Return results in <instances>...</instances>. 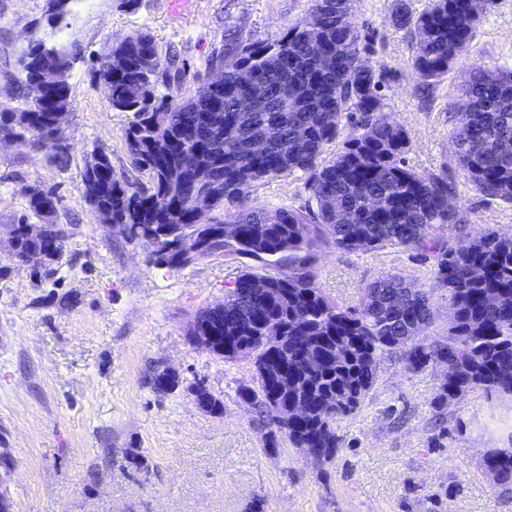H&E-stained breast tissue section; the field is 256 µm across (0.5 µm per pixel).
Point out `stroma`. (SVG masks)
<instances>
[{
  "label": "stroma",
  "mask_w": 512,
  "mask_h": 512,
  "mask_svg": "<svg viewBox=\"0 0 512 512\" xmlns=\"http://www.w3.org/2000/svg\"><path fill=\"white\" fill-rule=\"evenodd\" d=\"M393 0H354V18L372 36L373 64L386 73L384 111L411 138L407 162L447 175L468 231L512 235V204L471 191L453 159L452 104L463 71L478 64L512 70V0H496L469 53L428 96L417 92L414 46L393 26ZM313 0H71L58 44L81 52L69 76L71 102L56 148L0 144V237L33 224L28 190L52 189L61 206L50 218L68 236L54 261L18 262L0 240V499L9 512H512V484L483 468L493 449L512 447V397L466 391L444 407L435 363L411 370L383 359L359 408L339 419L343 446L332 462L302 449L264 445L265 426L239 396L251 358L233 362L195 346L197 313L223 301L247 260L220 256L168 267L150 262L137 242L102 226L84 201L92 151L106 153L116 175L136 186L146 173L129 160L130 115L112 108L96 60L121 39L147 34L174 50L183 70L174 83L192 96L214 73L209 61L229 42L276 43L305 20ZM48 0H0V108L19 104L14 78L30 43L50 31ZM267 209L297 207L300 177L254 187ZM433 260L401 247L315 251L314 271L338 304H357L363 288L389 274L428 282ZM175 370L177 389L162 393L155 373ZM224 402L214 416L190 389Z\"/></svg>",
  "instance_id": "stroma-1"
}]
</instances>
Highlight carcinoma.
<instances>
[{
    "label": "carcinoma",
    "instance_id": "obj_1",
    "mask_svg": "<svg viewBox=\"0 0 512 512\" xmlns=\"http://www.w3.org/2000/svg\"><path fill=\"white\" fill-rule=\"evenodd\" d=\"M494 0H428L416 11L395 0L392 24L414 39L412 67L426 88L447 77L472 45L481 19ZM337 68L322 72L325 50ZM238 69L256 75L252 109L240 111L239 97L224 90V116L214 120L213 92L202 84L187 100L158 93L166 75L152 37L141 34L112 45L99 59L98 75L112 81V108L130 112L125 132L132 166L149 185L134 188L118 179L108 161L100 172L85 171L102 191L98 207L114 224H171L189 236L224 229V241L202 257L235 255L261 262L262 272L245 270L224 301L196 316L216 315L210 352L230 362L224 348L251 352L254 374L239 395L268 428L269 442L281 437L294 448H313L331 462L342 439L336 420L355 411L372 389L381 358L401 354L412 369L430 360L445 366L436 400L444 403L474 388L512 395V236L495 231L445 228L465 223L456 205L457 187L448 177L417 172L406 162L408 132L383 116L384 71L366 66L371 44L347 3L314 0L308 19L291 26L272 45L231 48ZM125 65L111 69V57ZM63 47L35 41L26 52L17 97L20 112L34 114L28 126L13 124L14 110H0V131L30 135L34 143L52 140L50 108L35 107L27 88L44 68L71 69ZM468 123L451 132L464 178L478 195L512 204V71L471 66L459 85ZM278 134L264 154L248 142L271 125ZM200 169L220 181L213 209L237 207L224 219L196 213L179 196ZM299 173L307 197L299 207L267 210L251 199L252 188ZM34 216L55 213L61 199L50 190L29 195ZM24 263L60 251L53 241L31 245L19 237ZM342 251L389 246L425 252L434 259L431 281L419 288L400 276L362 289L359 303L343 308L329 300L312 269L315 248ZM288 265L292 275L278 268ZM263 283L251 294L247 285ZM448 292V338L431 345L416 340L434 316L435 292ZM299 404L301 416H283ZM483 468L503 484L512 482V448H496Z\"/></svg>",
    "mask_w": 512,
    "mask_h": 512
}]
</instances>
